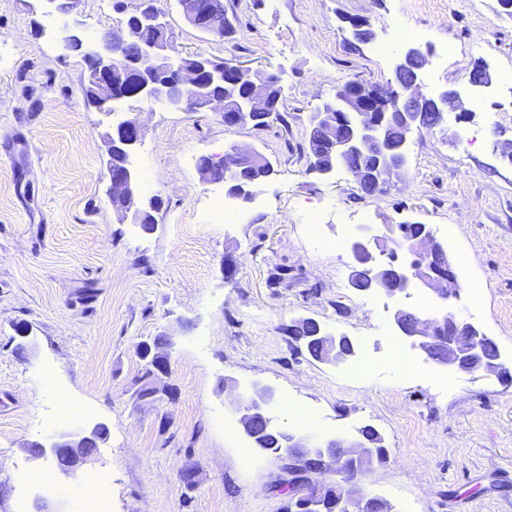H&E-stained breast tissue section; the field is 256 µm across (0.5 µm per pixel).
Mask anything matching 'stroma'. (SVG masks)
<instances>
[{
	"instance_id": "1",
	"label": "stroma",
	"mask_w": 512,
	"mask_h": 512,
	"mask_svg": "<svg viewBox=\"0 0 512 512\" xmlns=\"http://www.w3.org/2000/svg\"><path fill=\"white\" fill-rule=\"evenodd\" d=\"M161 6L183 55L277 72L284 118L228 128L213 112L125 104L153 164L147 232L112 207L109 117L84 100L82 57L58 44L68 28L96 40L124 10L80 0L51 17L39 0H0V512H90L79 491L96 472L110 477L111 512H282L288 491L273 483L283 463L240 423L256 385L274 390L280 426L312 445L375 428L388 457L363 484L392 512H512V379L430 362L398 377L391 303L349 288L351 254L332 247L356 214L377 231L430 225L459 287L484 288L475 307L464 292L444 303L425 289L413 308L425 319L455 312L512 358V158L499 149L512 141V82L502 81L512 11L500 0H224L233 31L218 37L191 27L176 0ZM355 21L371 42L353 38ZM399 22L432 52L423 93L461 98L439 128L411 138L404 172L367 196L346 169L309 171L305 120L338 85L393 80L403 44L389 27ZM477 67L489 85H470ZM235 145L273 166L242 202L262 204L248 224L197 223L226 188L202 181L196 161ZM317 208L313 237L306 220ZM304 318L349 337L354 356L313 359L289 331ZM165 335L170 369L149 377L139 345ZM145 388L152 398H139ZM98 424L108 438L74 474L26 451Z\"/></svg>"
}]
</instances>
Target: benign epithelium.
<instances>
[{
    "label": "benign epithelium",
    "instance_id": "1",
    "mask_svg": "<svg viewBox=\"0 0 512 512\" xmlns=\"http://www.w3.org/2000/svg\"><path fill=\"white\" fill-rule=\"evenodd\" d=\"M178 6L195 29L224 35L228 24L224 17V0H178ZM129 17L130 21L105 32L94 44L86 42L78 33L64 37L65 48L76 47L81 51L88 75L99 91L96 105L100 110L110 114L128 100L141 99L163 102L184 112H219L226 127L255 126L272 118L276 104L268 96L266 81L278 80L276 74L267 73L260 78L234 61L218 65L205 59L197 67L186 68L159 0H138ZM139 25L155 29L156 40H139ZM420 52L416 46L403 50L394 68V81L387 87L351 83L340 90L336 100L326 102L314 113L313 123L317 126H344V132L336 138V156L345 161L352 155L384 157L388 175L406 166L407 143L412 135L426 129L423 112L435 113L440 122L448 102L460 99V93L454 89L441 90L430 96L421 91L420 76L408 73L410 59ZM226 79L252 81L251 96L243 101H232L208 91L213 86H224ZM343 112H357L361 118L352 126H345L341 118ZM143 137V125L133 117L125 115L110 126L106 134L107 155L118 157V162L108 165L109 198L124 217L151 231L154 225L145 223L149 213L142 208L139 182L130 164L131 154L142 143ZM232 155L239 170L267 163L254 150L234 148ZM426 230L412 251L423 255L426 263L433 267L447 259V252L434 230L429 226ZM388 245L387 239L370 234L351 241L350 287H356L362 274L376 282L378 292L395 305L393 328L412 349L435 365L468 373L471 358L479 356L483 372L498 374L506 370L498 345L472 322L451 311L430 321L407 305L413 288L429 289L443 302L458 297L453 266L446 265L447 276L437 279L417 270L410 261L391 256ZM437 332L440 333L438 337L435 336ZM315 340L324 348L318 360L339 361L346 356L342 350L335 351V338L322 333ZM274 398L271 388L255 387L243 402L241 421L246 435L258 447H264L262 439L266 436L275 440L277 447L272 452L286 461L287 483L292 486L298 509L303 512L309 508L317 512L323 506L319 493L328 485L335 490L338 512L348 506L355 507L358 512H387L388 506L383 500L367 495L362 488L365 471L379 459L365 436L332 440L324 447H310L302 438L274 423L268 412ZM107 436V427L98 424L87 433L54 443L51 453L59 469L69 473L90 458Z\"/></svg>",
    "mask_w": 512,
    "mask_h": 512
}]
</instances>
